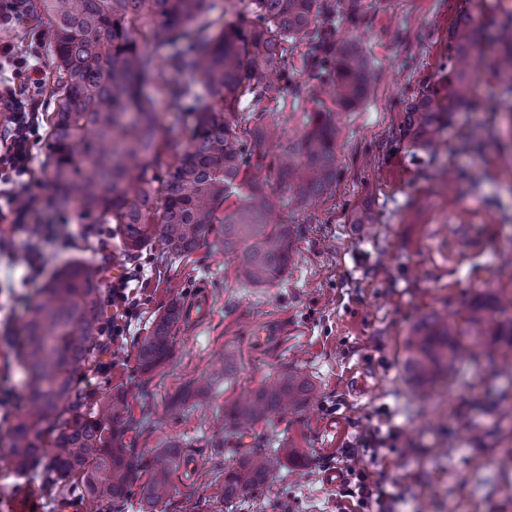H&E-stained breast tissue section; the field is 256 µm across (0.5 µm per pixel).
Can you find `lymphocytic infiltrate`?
<instances>
[{
	"instance_id": "lymphocytic-infiltrate-1",
	"label": "lymphocytic infiltrate",
	"mask_w": 512,
	"mask_h": 512,
	"mask_svg": "<svg viewBox=\"0 0 512 512\" xmlns=\"http://www.w3.org/2000/svg\"><path fill=\"white\" fill-rule=\"evenodd\" d=\"M50 38V31L38 32L34 48L27 52L19 50L13 41H0V62L8 64L13 74L22 79L20 86L7 84L0 88V222L26 230L34 245L55 236L53 225L31 223V209L22 202L31 173L32 138L39 124L30 99L42 84L40 60L50 46ZM137 277V272L132 271L113 282L107 299L122 314L102 323V344H114L128 332L129 317L136 306L129 284Z\"/></svg>"
}]
</instances>
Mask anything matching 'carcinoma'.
I'll return each instance as SVG.
<instances>
[{
    "instance_id": "obj_1",
    "label": "carcinoma",
    "mask_w": 512,
    "mask_h": 512,
    "mask_svg": "<svg viewBox=\"0 0 512 512\" xmlns=\"http://www.w3.org/2000/svg\"><path fill=\"white\" fill-rule=\"evenodd\" d=\"M246 15L228 21L233 0H45L52 15L56 92L50 119L48 161L59 205L113 225L128 255L153 240L173 258L196 251L213 231L224 204V250L238 263L242 283L267 288L288 272L293 224H273L279 206L329 198L336 189V125L315 112L296 140L278 141L276 126L242 111L271 112L290 86L288 46L303 43L301 65L330 79L339 104L355 110L368 97L371 60L362 44H333L319 25V0H248ZM485 34L463 14L448 41V92L420 93L405 112L397 143L410 154L442 142L448 116L466 105L483 54ZM503 70L512 78V28L504 30ZM172 77L160 87L171 103L192 102L186 142L160 136L162 116L144 93L162 68ZM187 75L182 81L179 76ZM247 108H242L245 98ZM269 169L257 182L250 169ZM512 304V298H508ZM503 300H474L455 318L430 311L406 340L411 380L425 389L483 346L499 350L511 340L512 322L497 318ZM181 317L173 300L137 342L148 374L171 356V332ZM102 276L86 261L55 273L34 305L15 358L23 368L28 411L12 423L4 457L17 472L39 460L56 483L80 486L94 512H112L127 498L135 478L124 443L128 405L112 388L85 396L71 371L96 360L103 349ZM314 395L308 376L284 371L275 380L225 407L218 433L228 442L262 420L301 411ZM176 454L155 458L145 499L169 500ZM281 459L261 449L236 450L224 469V502L266 483Z\"/></svg>"
}]
</instances>
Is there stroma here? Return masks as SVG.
<instances>
[{"mask_svg": "<svg viewBox=\"0 0 512 512\" xmlns=\"http://www.w3.org/2000/svg\"><path fill=\"white\" fill-rule=\"evenodd\" d=\"M320 21L334 39L358 38L376 77L366 106L335 108L328 94L314 99L288 90L279 111L263 121L286 137L305 131L307 113L324 107L336 119L338 179L331 198L292 204L278 220L295 225V253L283 280L270 288L244 286L235 260L224 252V227L184 260L171 259L159 244L134 256L113 244L62 251L42 247L38 279L27 271L22 235H15L12 279L0 278V302L13 307L0 318V389L24 393L14 358L23 327L52 274L71 260L96 264L105 282L142 266L134 286L138 313L122 342L111 345L94 366L77 370L81 389L118 387L128 394L124 441L140 469L121 512H376L349 497L345 483L329 485L325 472L343 470L344 456L362 450L372 478H385L394 512H512V351L506 364L485 359L458 364L435 383L428 397L414 389L405 366V341L422 314L461 311L481 295L512 296V94L504 93L495 36L512 16L497 0H335ZM480 19L488 37L473 80L471 102L453 113L438 166L456 174L446 189L438 166L398 148L395 138L406 105L437 84L448 63V35L464 13ZM32 173L26 187L41 224L72 233L88 223L78 206L58 208L49 186L48 142L38 130L32 142ZM370 211L372 224H353ZM179 293L182 306L199 297L209 317L194 325L179 321L168 364L142 373L137 340ZM233 372L209 393H196L195 379L211 374L225 350ZM297 367L315 383L310 410L257 423L243 439L247 448H297L305 461L287 463L275 481L250 497L225 504L224 468L231 445L217 444L215 415L242 392ZM369 388L354 392L352 373ZM394 432L387 448L361 449L368 431ZM178 449L168 502L148 509L141 486L154 455ZM25 494L37 512H88L74 507L76 488L45 483L41 469L17 478L0 464V499Z\"/></svg>", "mask_w": 512, "mask_h": 512, "instance_id": "obj_1", "label": "stroma"}]
</instances>
